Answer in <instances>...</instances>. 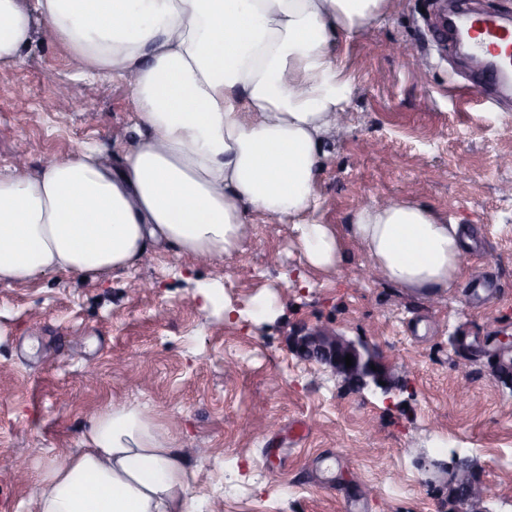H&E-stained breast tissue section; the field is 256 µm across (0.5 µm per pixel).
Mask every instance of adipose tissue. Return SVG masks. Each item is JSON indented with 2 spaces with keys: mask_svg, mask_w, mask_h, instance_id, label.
I'll list each match as a JSON object with an SVG mask.
<instances>
[{
  "mask_svg": "<svg viewBox=\"0 0 512 512\" xmlns=\"http://www.w3.org/2000/svg\"><path fill=\"white\" fill-rule=\"evenodd\" d=\"M390 0H0V70L37 27L84 74L133 78L134 136L0 173V284L123 272L157 249L223 262L250 216L289 225L306 262L360 246L379 276L424 296L451 288L467 230L411 198L315 219L325 136L348 90L337 49ZM195 473L140 406L98 413L45 471L37 512H188Z\"/></svg>",
  "mask_w": 512,
  "mask_h": 512,
  "instance_id": "ef3b65f1",
  "label": "adipose tissue"
}]
</instances>
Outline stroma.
I'll return each mask as SVG.
<instances>
[{
  "instance_id": "obj_1",
  "label": "stroma",
  "mask_w": 512,
  "mask_h": 512,
  "mask_svg": "<svg viewBox=\"0 0 512 512\" xmlns=\"http://www.w3.org/2000/svg\"><path fill=\"white\" fill-rule=\"evenodd\" d=\"M440 6L399 0L339 46L350 92L324 142L316 216L347 224L411 196L470 226L454 288L425 297L362 280L369 259L356 246L336 272L313 270L288 225L259 216L217 265L162 251L125 273L0 285V470L22 466L0 480V512H35L42 474L115 402L177 437L197 472L193 512H461L442 471L454 456L494 486L487 512H512V382L456 343L512 333V94L443 51ZM135 112L126 82L79 75L38 31L23 62L0 71V170L83 145L111 153ZM214 278L224 294L203 303L197 285ZM263 297L273 309L257 321ZM307 325L366 340L392 371L390 394L291 353L289 336Z\"/></svg>"
}]
</instances>
